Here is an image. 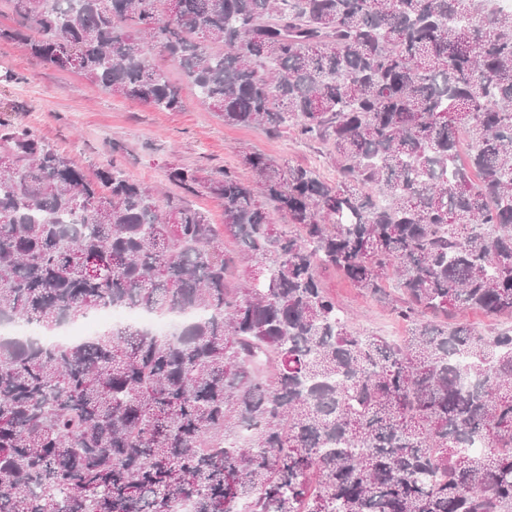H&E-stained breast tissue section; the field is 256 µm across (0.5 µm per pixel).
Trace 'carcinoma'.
<instances>
[{
    "label": "carcinoma",
    "mask_w": 512,
    "mask_h": 512,
    "mask_svg": "<svg viewBox=\"0 0 512 512\" xmlns=\"http://www.w3.org/2000/svg\"><path fill=\"white\" fill-rule=\"evenodd\" d=\"M5 2L0 42L181 112L154 48L225 124L328 146L336 181L258 152L251 181L170 169L221 201L219 228L114 164L87 177L26 125L0 134L1 320L211 311L173 338L0 341V512H512V323L448 322L512 319V11ZM328 268L381 301L395 285L409 335L352 329Z\"/></svg>",
    "instance_id": "obj_1"
}]
</instances>
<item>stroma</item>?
<instances>
[{
    "label": "stroma",
    "mask_w": 512,
    "mask_h": 512,
    "mask_svg": "<svg viewBox=\"0 0 512 512\" xmlns=\"http://www.w3.org/2000/svg\"><path fill=\"white\" fill-rule=\"evenodd\" d=\"M163 68L181 88L188 107L181 112L159 111L112 95L84 76L45 66L24 45L0 43V121L31 126L42 139L72 158L88 177L98 168L117 164L134 181L157 186L162 194H180L168 182L172 167L201 170L217 176L223 171L251 180L241 163L243 153L258 151L281 164L319 170L329 180L336 171L322 145L302 139L292 128L270 134L253 127L225 124L205 109L180 67ZM325 282L336 297L342 316L357 330L395 338L407 336L390 304L355 289L342 275L330 272Z\"/></svg>",
    "instance_id": "35a3bbf8"
}]
</instances>
